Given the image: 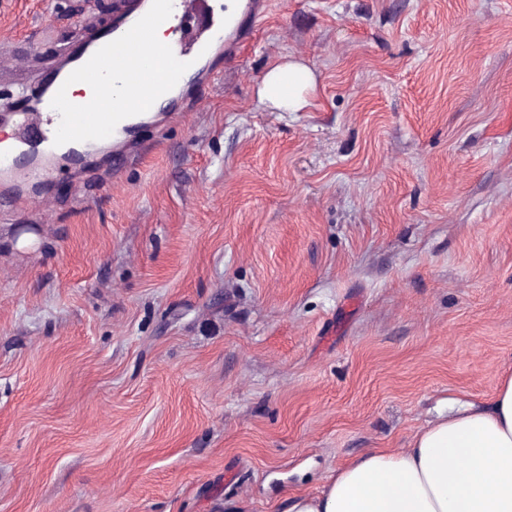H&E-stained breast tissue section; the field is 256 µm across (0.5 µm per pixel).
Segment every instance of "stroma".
<instances>
[{
  "label": "stroma",
  "mask_w": 512,
  "mask_h": 512,
  "mask_svg": "<svg viewBox=\"0 0 512 512\" xmlns=\"http://www.w3.org/2000/svg\"><path fill=\"white\" fill-rule=\"evenodd\" d=\"M113 0H0L36 64ZM306 105L260 103L274 64ZM0 208V512H283L512 371V0H272L187 124ZM313 84V74L306 66L294 62L275 64L262 78L259 100L284 112H296L306 105L303 94Z\"/></svg>",
  "instance_id": "1"
}]
</instances>
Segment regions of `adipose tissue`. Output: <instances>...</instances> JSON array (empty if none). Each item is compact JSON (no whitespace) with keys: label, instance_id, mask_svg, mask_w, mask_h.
Wrapping results in <instances>:
<instances>
[{"label":"adipose tissue","instance_id":"1","mask_svg":"<svg viewBox=\"0 0 512 512\" xmlns=\"http://www.w3.org/2000/svg\"><path fill=\"white\" fill-rule=\"evenodd\" d=\"M313 84L306 66L276 64L259 100L296 112ZM284 512H512V373L501 376L490 405L431 422L405 451L366 452L320 493L289 497Z\"/></svg>","mask_w":512,"mask_h":512}]
</instances>
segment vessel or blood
Returning <instances> with one entry per match:
<instances>
[{"label":"vessel or blood","instance_id":"obj_1","mask_svg":"<svg viewBox=\"0 0 512 512\" xmlns=\"http://www.w3.org/2000/svg\"><path fill=\"white\" fill-rule=\"evenodd\" d=\"M270 7V0L231 6L221 0H118L109 25L66 41L64 67L31 75L30 54L11 49L14 83L34 96L12 117L40 145L41 159L23 172L13 151H0V186L19 189L26 177H48L55 159L107 146L114 154L112 179L120 181L133 158L126 150L130 137L158 113L176 123L203 106L205 89L184 96L190 78L201 70L207 82L221 78L223 62L236 58ZM160 27L175 32L176 40L156 43ZM75 82L84 87L77 101L69 97Z\"/></svg>","mask_w":512,"mask_h":512}]
</instances>
